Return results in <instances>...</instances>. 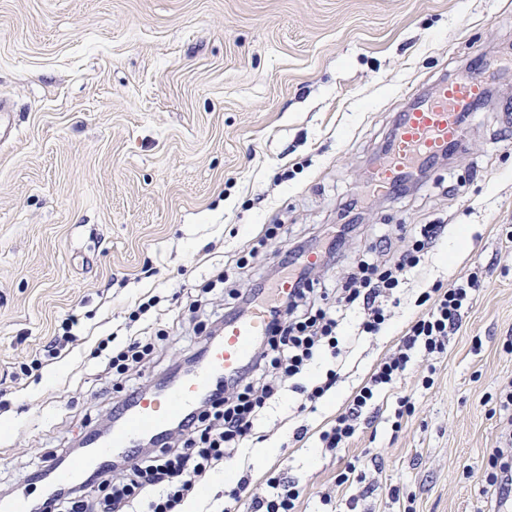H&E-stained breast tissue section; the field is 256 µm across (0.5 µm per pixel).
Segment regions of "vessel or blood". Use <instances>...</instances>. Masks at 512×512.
Instances as JSON below:
<instances>
[{"instance_id":"obj_1","label":"vessel or blood","mask_w":512,"mask_h":512,"mask_svg":"<svg viewBox=\"0 0 512 512\" xmlns=\"http://www.w3.org/2000/svg\"><path fill=\"white\" fill-rule=\"evenodd\" d=\"M485 93V82L464 73L438 82L433 92L416 99L400 112L388 150L377 157L368 176V189L378 195L394 194L414 171L448 154L464 136L462 115ZM272 330L270 308L255 300L244 313L227 319L219 339L209 341L195 368L149 392L134 393L114 414L108 433H86L81 452L49 461L59 482L69 483L89 471L106 474L112 455L137 456L146 439L163 441L173 425L197 413L212 395L214 385L240 375L251 361L257 341ZM24 489L0 501V512H46V497Z\"/></svg>"}]
</instances>
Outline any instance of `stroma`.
Returning <instances> with one entry per match:
<instances>
[{
	"instance_id": "obj_1",
	"label": "stroma",
	"mask_w": 512,
	"mask_h": 512,
	"mask_svg": "<svg viewBox=\"0 0 512 512\" xmlns=\"http://www.w3.org/2000/svg\"><path fill=\"white\" fill-rule=\"evenodd\" d=\"M480 55L512 58V0H0L14 127L0 142V377H13L0 384V497L76 451L129 385L166 380L214 318L244 311L281 250L352 225L313 269L320 287L345 280L380 235L397 255L405 227L442 224L385 331L356 338L316 411L297 413L284 386L231 472L198 483L190 512H221L240 477L260 487L274 471L302 489L299 512H502L487 476L512 386V70L468 112L448 162L393 199L347 208L412 95ZM217 267L227 281L204 293ZM474 268L475 302L444 353H415L349 447L323 448L320 432L395 349L419 295ZM154 295L168 314L130 321ZM71 314L62 356L20 374ZM146 327L168 338L132 383L98 380L99 338L120 347ZM400 395L413 406L396 431ZM356 458L365 483L337 484Z\"/></svg>"
}]
</instances>
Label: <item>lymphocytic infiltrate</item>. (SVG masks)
Instances as JSON below:
<instances>
[{
  "label": "lymphocytic infiltrate",
  "mask_w": 512,
  "mask_h": 512,
  "mask_svg": "<svg viewBox=\"0 0 512 512\" xmlns=\"http://www.w3.org/2000/svg\"><path fill=\"white\" fill-rule=\"evenodd\" d=\"M440 224L423 225L393 262L379 264L375 254L390 246L389 237L370 243L355 262L346 281L329 288L330 302L312 304L309 270L298 267L296 284L271 308L273 328L254 356L234 380L218 385L216 394L189 421L177 424L180 440L166 438L150 455L129 460L125 470L101 480L57 488L50 512H178L196 484L223 465L253 435L255 421L275 399L283 379L309 371L323 356L338 357L339 329L348 310L359 308L363 317L357 333L378 335L390 319L388 302L417 268L443 232ZM479 286L476 274L460 276L423 292L420 315L412 321L393 354L380 362L320 439L326 448L348 447L357 435L360 420L377 415L378 394L402 379L415 350L444 352L448 338L462 325ZM156 339L140 336L113 353L104 375L119 378L150 358ZM266 490L240 479L228 492L224 512H296L300 491L294 483L273 476Z\"/></svg>",
  "instance_id": "obj_1"
}]
</instances>
